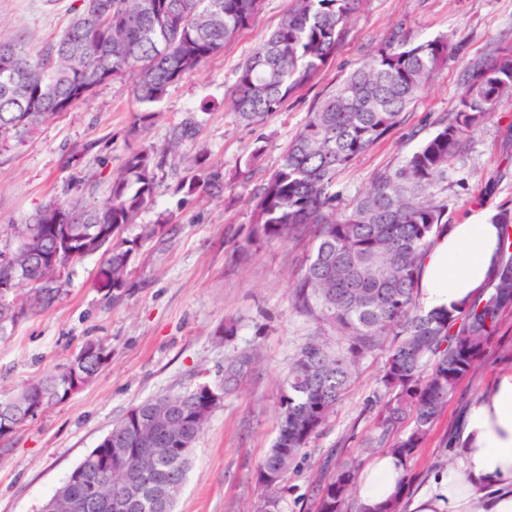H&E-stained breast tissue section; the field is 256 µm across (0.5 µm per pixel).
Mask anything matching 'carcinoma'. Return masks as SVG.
Wrapping results in <instances>:
<instances>
[{"label":"carcinoma","instance_id":"obj_1","mask_svg":"<svg viewBox=\"0 0 512 512\" xmlns=\"http://www.w3.org/2000/svg\"><path fill=\"white\" fill-rule=\"evenodd\" d=\"M361 0H294L280 25L237 72L233 108L239 121L262 126L281 112L296 93L328 66ZM261 0H82L62 37L38 56L19 39L0 30V152L33 134L42 124L87 101L100 85L135 76L141 104L160 102L168 89L224 50V44L249 28ZM459 45L445 37L412 41L396 23L371 52L326 92L289 142L280 163L254 195L252 236L237 246L240 254L258 242L284 241L301 227L315 228V244L296 284L292 305L333 327L343 346L331 349L313 338L298 351L284 380L276 440L257 474L288 469L319 435L347 389L360 359L391 338L380 375L384 389L377 413V443L382 444L407 416L412 429L385 452L410 458L420 448L459 384L472 376L495 335L504 312L512 309V209L496 208L491 222L503 225L498 272L481 297L450 311H426L417 301L421 267L436 238L446 230L445 205L426 194L444 177L449 162L466 148L498 101L512 96V46L501 49L470 74L456 112L438 122L436 132L397 168L377 172L354 203L336 213L337 175L384 139L425 90L433 73ZM196 135L188 119L170 131L169 150ZM163 158L147 148L128 152L112 175L103 204L51 200L18 224L14 266L0 263V325L19 320L17 308L35 314L63 294L69 266L98 255L112 291L129 287L126 257L142 243L169 230L147 226L141 237H121L126 225L155 203L156 171ZM179 190L187 196L224 193V172L203 156L187 161ZM74 224H56V215ZM59 246V262L36 264L25 237ZM31 286L12 304L7 294ZM97 374L91 361L73 358L58 372L29 384L45 405L69 396L74 374ZM203 385L180 396L148 399L131 408L140 419L168 416L179 430L175 442L158 434L153 448H183L152 462L150 482L136 512H166L174 506L191 452L204 430L194 415L210 392ZM130 417L112 426L114 448H144L125 428ZM77 476L58 488V512H71L70 500H84L100 472L82 461ZM357 472L344 464L317 484L315 512H345Z\"/></svg>","mask_w":512,"mask_h":512}]
</instances>
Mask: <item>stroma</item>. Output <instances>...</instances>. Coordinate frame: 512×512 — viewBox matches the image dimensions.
Returning <instances> with one entry per match:
<instances>
[{"label": "stroma", "instance_id": "obj_1", "mask_svg": "<svg viewBox=\"0 0 512 512\" xmlns=\"http://www.w3.org/2000/svg\"><path fill=\"white\" fill-rule=\"evenodd\" d=\"M292 0H262L254 24L198 71L169 88L153 119L130 135L141 109L132 79L100 85L94 96L42 125L22 144L0 154V231L49 200L100 205L110 179L131 150L166 156L155 182V204L123 236L171 220V231L145 242L130 267L128 291L117 298L96 286L99 257L68 270L64 293L53 306L0 330V394L55 373L89 340L103 343L109 364L84 388L0 440V512H38L134 405L148 398L183 395L207 384L223 399L200 435L175 512H266L257 470L278 433L282 382L297 350L311 338L335 344L332 331L292 306V291L311 250V237L271 241L239 259L235 248L251 234L252 197L275 170L308 112L333 83L363 63L393 23L404 22L412 40L438 36L462 45L437 70L390 136L336 178L341 203L364 192L374 174L402 164L407 155L451 116L469 68L497 48L512 45V0H362L327 70L289 100L284 112L256 129L240 123L230 90L239 65L285 18ZM81 0H0V29L39 53L62 35ZM196 123L195 139L166 153L170 130ZM267 139L260 164L244 161L258 136ZM206 152L224 170L219 198L177 193L184 157ZM451 224L480 209L512 208V97L503 98L475 131L445 179L430 188ZM235 336L218 332L227 321ZM384 350L367 354L321 433L289 470L278 512H313L315 484L328 479L326 460L366 470L377 448L369 440L383 393ZM512 367V311L506 313L476 373L460 383L428 439L406 462L416 489L455 452L453 437L470 405Z\"/></svg>", "mask_w": 512, "mask_h": 512}]
</instances>
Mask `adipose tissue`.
<instances>
[{
    "instance_id": "1",
    "label": "adipose tissue",
    "mask_w": 512,
    "mask_h": 512,
    "mask_svg": "<svg viewBox=\"0 0 512 512\" xmlns=\"http://www.w3.org/2000/svg\"><path fill=\"white\" fill-rule=\"evenodd\" d=\"M491 210L440 235L424 261L420 297L425 309L443 310L476 298L495 276L500 229ZM458 473H438L407 496L405 461L384 453L356 483L360 508L408 499V512H512V371L470 407L460 430Z\"/></svg>"
}]
</instances>
